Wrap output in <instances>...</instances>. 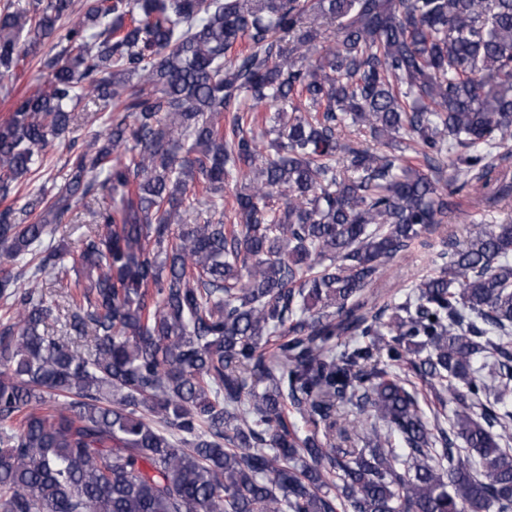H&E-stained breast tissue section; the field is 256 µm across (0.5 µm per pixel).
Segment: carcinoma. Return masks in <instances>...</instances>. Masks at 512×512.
Segmentation results:
<instances>
[{
	"label": "carcinoma",
	"instance_id": "obj_1",
	"mask_svg": "<svg viewBox=\"0 0 512 512\" xmlns=\"http://www.w3.org/2000/svg\"><path fill=\"white\" fill-rule=\"evenodd\" d=\"M82 8L0 9V81L60 48L0 121V512H512V217L444 227L466 189L512 207V0ZM81 102L110 121L15 207ZM89 196L117 204L43 248ZM69 267L58 333L36 281ZM430 238L433 243H435L433 249L426 252L407 253L405 256L398 259L382 276L376 286L382 295L380 304H382L384 300H390L394 295L399 297L405 292H408L419 276L432 267L431 260L434 258V253L438 248V240L435 239V236H431Z\"/></svg>",
	"mask_w": 512,
	"mask_h": 512
}]
</instances>
